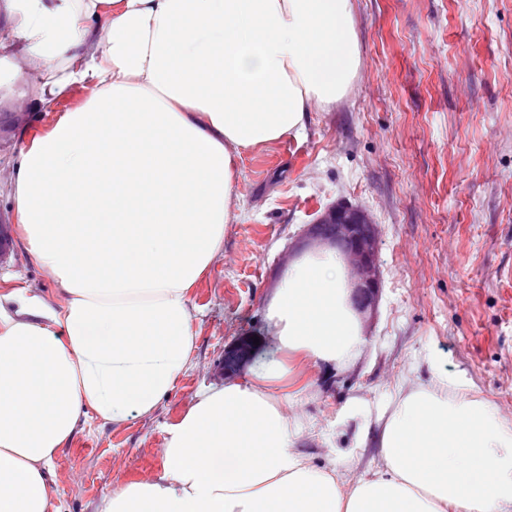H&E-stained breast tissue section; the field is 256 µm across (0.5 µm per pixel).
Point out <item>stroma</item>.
<instances>
[{
	"label": "stroma",
	"mask_w": 512,
	"mask_h": 512,
	"mask_svg": "<svg viewBox=\"0 0 512 512\" xmlns=\"http://www.w3.org/2000/svg\"><path fill=\"white\" fill-rule=\"evenodd\" d=\"M360 74L348 96L306 115L304 136L243 152L241 217L224 257L192 292L201 311L191 367L148 417H82L55 457L59 512H98L113 489L163 467L159 453L200 388L223 383L224 348L266 331L267 299L305 251L301 233L338 200L380 228L382 289L363 314L360 356L310 366L290 389L297 451L339 455L344 478H370L398 387L443 371L512 424V0H353ZM53 299L12 237L0 290Z\"/></svg>",
	"instance_id": "stroma-1"
}]
</instances>
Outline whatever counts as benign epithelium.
Returning <instances> with one entry per match:
<instances>
[{
  "mask_svg": "<svg viewBox=\"0 0 512 512\" xmlns=\"http://www.w3.org/2000/svg\"><path fill=\"white\" fill-rule=\"evenodd\" d=\"M306 235L313 242L340 251L351 269V304L361 313L372 309L381 287V276L377 262L379 228L368 211L338 202L308 225ZM257 349L249 333L225 347L221 363L224 378L240 374L251 363Z\"/></svg>",
  "mask_w": 512,
  "mask_h": 512,
  "instance_id": "obj_1",
  "label": "benign epithelium"
}]
</instances>
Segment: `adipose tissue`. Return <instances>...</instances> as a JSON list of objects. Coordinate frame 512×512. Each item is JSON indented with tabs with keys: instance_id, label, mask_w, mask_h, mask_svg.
Segmentation results:
<instances>
[{
	"instance_id": "obj_1",
	"label": "adipose tissue",
	"mask_w": 512,
	"mask_h": 512,
	"mask_svg": "<svg viewBox=\"0 0 512 512\" xmlns=\"http://www.w3.org/2000/svg\"><path fill=\"white\" fill-rule=\"evenodd\" d=\"M1 49L19 109L83 96L23 140L8 184L61 297L0 292V512H51L80 417L151 415L188 369L242 153L304 135L361 51L352 0H0ZM348 295L338 251L295 259L266 307L277 358L197 391L162 470L99 512H512V426L442 372L394 398L372 479L342 487L335 459L294 449L282 391L364 347Z\"/></svg>"
}]
</instances>
